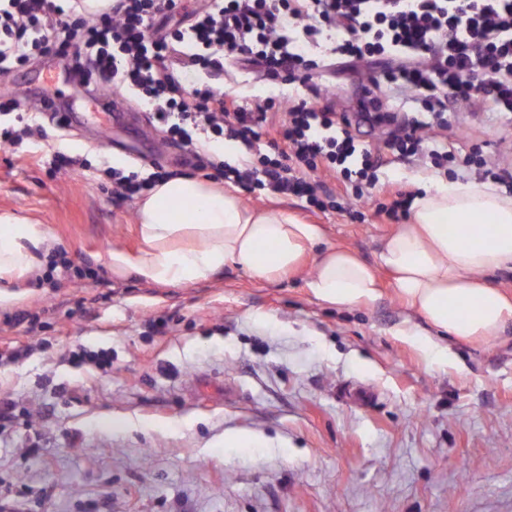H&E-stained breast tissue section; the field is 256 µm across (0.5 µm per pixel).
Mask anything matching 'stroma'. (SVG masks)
I'll return each mask as SVG.
<instances>
[{"label": "stroma", "mask_w": 512, "mask_h": 512, "mask_svg": "<svg viewBox=\"0 0 512 512\" xmlns=\"http://www.w3.org/2000/svg\"><path fill=\"white\" fill-rule=\"evenodd\" d=\"M53 62L0 70V90L36 104ZM40 121L98 178L49 172L29 143L0 148V212L45 224L70 265L16 280L0 305V496L22 512H512L511 327L432 362L399 333L408 311L388 273L376 301L332 306L305 286L312 252L272 282L233 264L189 286L115 273L109 252L139 246L137 202L113 196L108 171L152 177L162 147L167 174L190 176V151L148 120L110 147ZM447 135L459 155L512 161V137L481 113H457ZM241 198L323 225L369 264L395 230L293 195ZM83 349L108 364H75ZM233 434L251 446H226Z\"/></svg>", "instance_id": "obj_1"}]
</instances>
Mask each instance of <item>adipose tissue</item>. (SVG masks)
Returning a JSON list of instances; mask_svg holds the SVG:
<instances>
[{
	"mask_svg": "<svg viewBox=\"0 0 512 512\" xmlns=\"http://www.w3.org/2000/svg\"><path fill=\"white\" fill-rule=\"evenodd\" d=\"M138 252H110L113 270L164 285L210 279L225 264L273 281L301 270L322 241L320 225L283 208H256L236 192L193 177L161 180L139 201ZM49 230L13 212L0 213V297L14 279L41 266ZM387 269L398 297L449 338L491 342L512 325V298L484 276L512 271V196L490 184L451 182L417 197L406 224L381 241L376 265L330 246L305 280L318 300L351 306L375 301L378 268Z\"/></svg>",
	"mask_w": 512,
	"mask_h": 512,
	"instance_id": "1",
	"label": "adipose tissue"
}]
</instances>
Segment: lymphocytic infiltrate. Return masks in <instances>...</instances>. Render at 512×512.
Masks as SVG:
<instances>
[{
    "mask_svg": "<svg viewBox=\"0 0 512 512\" xmlns=\"http://www.w3.org/2000/svg\"><path fill=\"white\" fill-rule=\"evenodd\" d=\"M0 7V67L45 56L69 59L83 82L138 92L154 125L204 143L230 135L271 151L232 166L198 157L197 171L253 193L304 198L325 211L318 173H340L348 202L394 224L410 216L413 191L374 194L372 155L388 151L420 166L456 162L434 130L455 108L512 116V0H199L188 27H170L183 0H116L100 14L79 0H6ZM366 65L353 112L317 108L335 64ZM288 77L308 92L281 103L224 94L220 74ZM378 144L364 147L363 134ZM38 111L0 98V144L41 137Z\"/></svg>",
    "mask_w": 512,
    "mask_h": 512,
    "instance_id": "1",
    "label": "lymphocytic infiltrate"
}]
</instances>
